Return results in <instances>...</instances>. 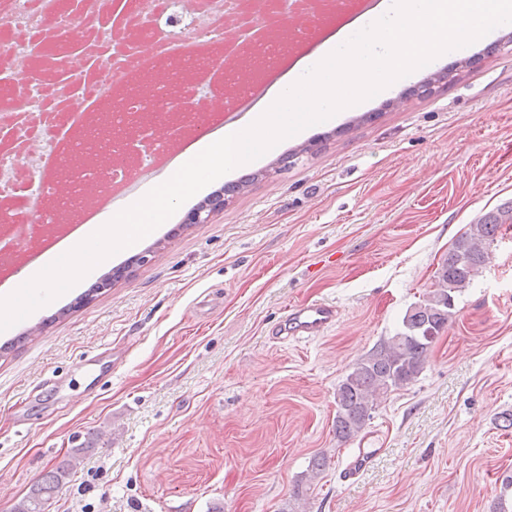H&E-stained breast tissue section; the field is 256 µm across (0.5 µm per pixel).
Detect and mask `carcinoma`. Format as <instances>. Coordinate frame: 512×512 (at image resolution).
I'll list each match as a JSON object with an SVG mask.
<instances>
[{
  "mask_svg": "<svg viewBox=\"0 0 512 512\" xmlns=\"http://www.w3.org/2000/svg\"><path fill=\"white\" fill-rule=\"evenodd\" d=\"M454 79L450 72H434L422 88L432 93ZM505 224H512V202L486 213L455 241L437 271V288L406 311L400 332L379 342L340 382L336 390L338 437L356 436L371 419L372 410L383 395L418 376L432 344L453 315L456 295L469 287L486 265L496 232ZM81 452L77 449L68 460L43 476L14 506V512H44L45 504L79 463Z\"/></svg>",
  "mask_w": 512,
  "mask_h": 512,
  "instance_id": "carcinoma-1",
  "label": "carcinoma"
}]
</instances>
